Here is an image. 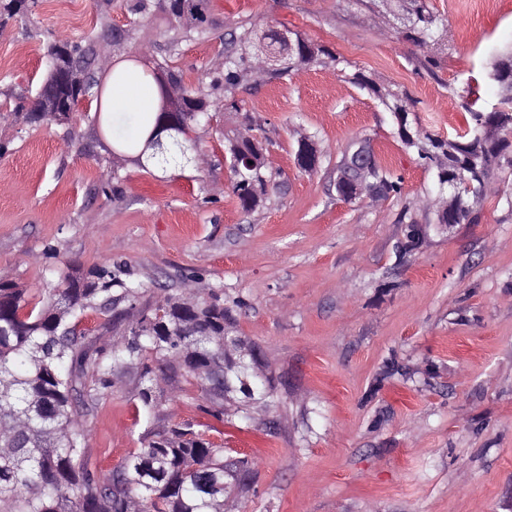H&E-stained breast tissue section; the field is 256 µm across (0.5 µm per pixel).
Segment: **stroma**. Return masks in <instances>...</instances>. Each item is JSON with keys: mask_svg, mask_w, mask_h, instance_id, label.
<instances>
[{"mask_svg": "<svg viewBox=\"0 0 512 512\" xmlns=\"http://www.w3.org/2000/svg\"><path fill=\"white\" fill-rule=\"evenodd\" d=\"M426 3L447 25L432 47L403 38L382 0H208L200 33L135 17L124 0H37L0 18V276L35 304L46 281L122 262L152 303L198 273L196 292L243 299L234 333L273 380L270 407L219 423L181 375L140 412V370L124 368L86 418L104 470L150 430L191 422L225 455L253 457L241 512H512V132L468 222L443 229L432 171L378 100L399 93L431 133L461 126L464 85L498 95L485 71L512 47V0ZM270 26L330 55L276 78L248 73L236 108L191 131L202 168L116 157L124 122L106 128L91 106L41 125L21 114L57 41L124 31L109 57L178 70L207 92L236 36ZM246 127L266 145L270 178L249 213L224 160L226 138ZM304 137L320 156L311 172L296 163ZM365 138L402 189L347 201L337 165ZM412 221L426 233L407 249Z\"/></svg>", "mask_w": 512, "mask_h": 512, "instance_id": "1", "label": "stroma"}]
</instances>
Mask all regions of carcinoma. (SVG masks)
Listing matches in <instances>:
<instances>
[{
	"mask_svg": "<svg viewBox=\"0 0 512 512\" xmlns=\"http://www.w3.org/2000/svg\"><path fill=\"white\" fill-rule=\"evenodd\" d=\"M169 0H128V12L146 17L161 13L171 21L198 32L209 18L206 0H181L175 15ZM405 12L406 37L418 44H437L445 31V20L431 13L424 0H396ZM241 54L224 58V74L214 86L224 88V100L210 101L202 90L184 82L169 69L165 76L197 98L192 112L181 114L193 125L215 106L237 107L227 96L251 68L282 73V65L297 59L310 62L326 56L337 58L315 45L304 54L288 51L281 31L270 28L262 34L239 36ZM503 62L495 63L488 80L503 87L495 101L467 88L466 127L447 137L423 130L409 120V110L395 101L381 99L396 120L397 134L409 149L433 170L436 183L453 180L461 199L456 223L468 220L469 199L480 198L487 186L492 164L503 145L493 138L498 131L512 130V83L499 78ZM160 114L143 119L145 133L126 135L119 141L122 152L139 157L147 154L152 167L165 171L185 166L179 150L160 159L147 147L148 137L158 129ZM262 142L251 139L229 142L228 168L231 189L240 208L247 212L261 201L268 185ZM250 157L253 164H244ZM367 181L386 199L401 191V178L370 161ZM124 264L93 267L80 277H63L42 289L43 305L29 308L25 293L0 276V512H224V472L239 476L234 487H251L255 463L246 456L224 458V449L185 422L144 439L142 447L106 473L93 460L81 417L95 409L112 392L117 373L130 365L141 366L138 399L145 410L153 408L156 391L166 373L181 368L193 378L202 398L224 402L221 391L209 392V360L224 356L221 376L228 381L227 393L239 396L238 408L264 404L273 397V386L261 379L258 359L235 352L230 335L233 308L240 299L224 304V294L200 297L188 291L168 296L155 304L141 305L144 284L123 278ZM128 303L135 312L128 334L97 346L98 337L81 326L85 312L104 317L103 326L121 317L117 302Z\"/></svg>",
	"mask_w": 512,
	"mask_h": 512,
	"instance_id": "obj_1",
	"label": "carcinoma"
}]
</instances>
